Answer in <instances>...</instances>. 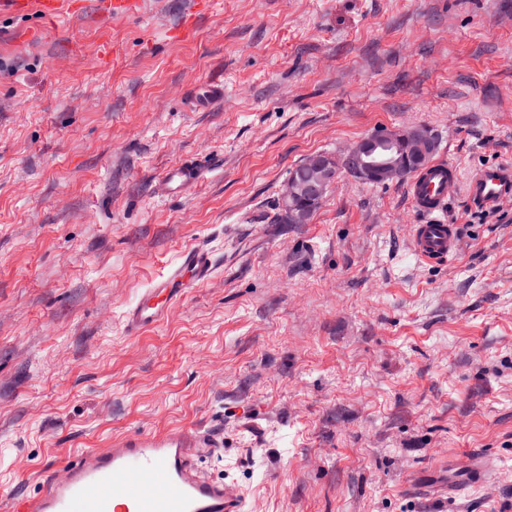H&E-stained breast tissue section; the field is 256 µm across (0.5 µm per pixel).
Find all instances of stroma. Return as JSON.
I'll list each match as a JSON object with an SVG mask.
<instances>
[{"mask_svg":"<svg viewBox=\"0 0 512 512\" xmlns=\"http://www.w3.org/2000/svg\"><path fill=\"white\" fill-rule=\"evenodd\" d=\"M51 27L0 12V512L114 434L191 425L248 512H512V199L442 266L404 183L339 177L306 224L309 154L426 126L462 175L512 164V0H188ZM222 100L201 107L206 86ZM208 158L167 197L165 168ZM215 268L158 328L124 313L188 245ZM488 457L469 494L448 479Z\"/></svg>","mask_w":512,"mask_h":512,"instance_id":"1","label":"stroma"}]
</instances>
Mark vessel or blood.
<instances>
[{
    "mask_svg": "<svg viewBox=\"0 0 512 512\" xmlns=\"http://www.w3.org/2000/svg\"><path fill=\"white\" fill-rule=\"evenodd\" d=\"M18 14L37 13L53 25L67 0H7ZM143 0H99L100 11L128 17ZM205 164L186 160L167 169L158 186L167 195H181L203 180ZM481 210H497L512 198V167L488 166L461 180L458 168L440 159L413 173L406 194L422 223L413 225L411 250L427 265H441L459 250L460 228L445 213L457 191ZM214 269L212 252L198 244L181 249L166 271L154 280L125 314L126 329L137 336L157 326L190 288L205 282ZM203 436L174 424L149 432L112 435L105 447L76 452L50 466L39 490L16 498L11 512H244L246 499L229 482L201 473L193 454ZM492 472L479 459L469 475L449 481L448 489L463 492Z\"/></svg>",
    "mask_w": 512,
    "mask_h": 512,
    "instance_id": "1",
    "label": "vessel or blood"
}]
</instances>
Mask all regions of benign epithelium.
Here are the masks:
<instances>
[{
	"instance_id": "obj_1",
	"label": "benign epithelium",
	"mask_w": 512,
	"mask_h": 512,
	"mask_svg": "<svg viewBox=\"0 0 512 512\" xmlns=\"http://www.w3.org/2000/svg\"><path fill=\"white\" fill-rule=\"evenodd\" d=\"M438 141L424 127L374 131L339 155L307 156L282 189L284 213L294 224L308 223L339 173L366 183L401 182L410 171L428 165Z\"/></svg>"
}]
</instances>
